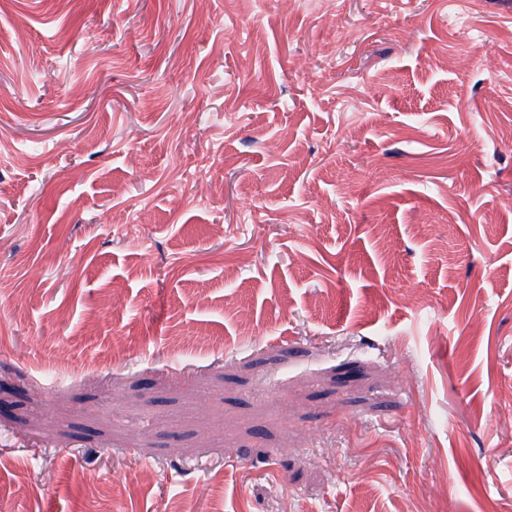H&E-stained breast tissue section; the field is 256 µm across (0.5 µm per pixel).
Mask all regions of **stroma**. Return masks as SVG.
Segmentation results:
<instances>
[{"label":"stroma","instance_id":"1","mask_svg":"<svg viewBox=\"0 0 512 512\" xmlns=\"http://www.w3.org/2000/svg\"><path fill=\"white\" fill-rule=\"evenodd\" d=\"M0 504L512 512V0H0Z\"/></svg>","mask_w":512,"mask_h":512}]
</instances>
